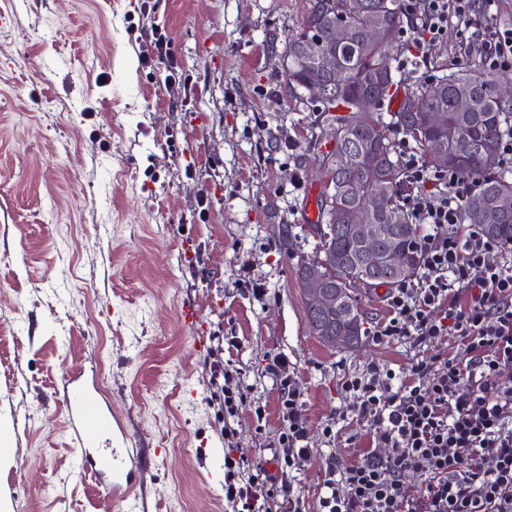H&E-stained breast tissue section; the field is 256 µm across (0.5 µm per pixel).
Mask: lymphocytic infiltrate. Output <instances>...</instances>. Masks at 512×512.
Segmentation results:
<instances>
[{
	"mask_svg": "<svg viewBox=\"0 0 512 512\" xmlns=\"http://www.w3.org/2000/svg\"><path fill=\"white\" fill-rule=\"evenodd\" d=\"M498 0H410L409 30L417 41L442 39L456 26L462 45L480 50L488 71H512V28L495 27ZM402 164L416 188L407 205L425 232V276L389 296L391 317L376 333L409 340L418 353L409 380L372 369L348 379L384 455L341 466L328 458L319 512H512V244L466 223L478 180L428 167L414 153ZM467 301H460V293ZM464 347L468 362L450 356ZM436 354H427V347ZM270 369L280 381L285 456L279 471L307 459V418L286 358ZM224 455V499L263 512L277 491L266 469L244 475ZM419 475L409 486L404 472Z\"/></svg>",
	"mask_w": 512,
	"mask_h": 512,
	"instance_id": "obj_1",
	"label": "lymphocytic infiltrate"
}]
</instances>
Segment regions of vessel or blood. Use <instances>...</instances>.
<instances>
[{"label": "vessel or blood", "mask_w": 512, "mask_h": 512, "mask_svg": "<svg viewBox=\"0 0 512 512\" xmlns=\"http://www.w3.org/2000/svg\"><path fill=\"white\" fill-rule=\"evenodd\" d=\"M69 425L72 430L74 459L77 467L92 465L98 476L107 478V490L115 494L131 484L140 464V451L130 445L128 437L106 448H93L89 439L95 434H110L112 425L99 410L95 399L73 391L65 396Z\"/></svg>", "instance_id": "b4317fda"}]
</instances>
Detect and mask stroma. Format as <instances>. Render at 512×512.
<instances>
[{"label": "stroma", "instance_id": "1", "mask_svg": "<svg viewBox=\"0 0 512 512\" xmlns=\"http://www.w3.org/2000/svg\"><path fill=\"white\" fill-rule=\"evenodd\" d=\"M309 8L0 0V418L14 450L0 494L12 512L118 510L72 467L68 376L139 448L140 512H225V451L257 465L281 447L278 355L308 418V458L269 512H318L326 458L374 452L344 383L375 366L408 377L416 350L376 336L384 286L356 292L358 347L309 329L298 271L318 249L308 213L334 128L293 97L283 62ZM156 27L171 59L156 56ZM396 55L401 70L436 77L479 60L453 31L424 44L404 35Z\"/></svg>", "mask_w": 512, "mask_h": 512}]
</instances>
